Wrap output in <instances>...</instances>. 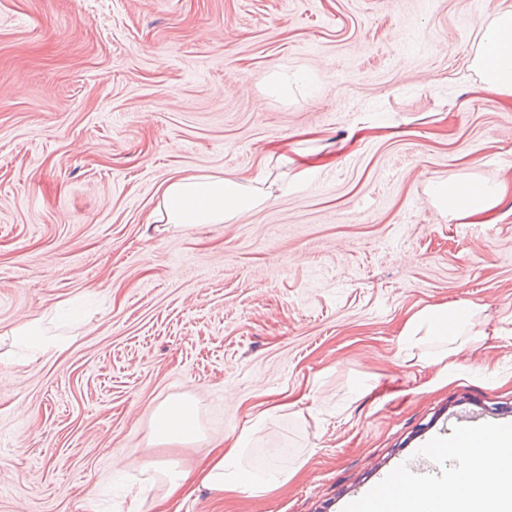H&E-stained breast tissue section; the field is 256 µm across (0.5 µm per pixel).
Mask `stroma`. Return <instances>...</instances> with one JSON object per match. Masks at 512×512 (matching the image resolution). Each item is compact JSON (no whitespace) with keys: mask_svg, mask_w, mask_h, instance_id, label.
Listing matches in <instances>:
<instances>
[{"mask_svg":"<svg viewBox=\"0 0 512 512\" xmlns=\"http://www.w3.org/2000/svg\"><path fill=\"white\" fill-rule=\"evenodd\" d=\"M508 6L0 0V331L69 341L0 373V512H127L141 461L193 469L149 441L171 395L208 441L249 429L244 471L292 474L181 512H349L461 417L512 423V190L474 224L428 189L512 177V98L472 65ZM282 147L315 171L263 164ZM262 166L234 223L147 220L169 179ZM445 302L485 305L487 338L408 363L403 320Z\"/></svg>","mask_w":512,"mask_h":512,"instance_id":"obj_1","label":"stroma"}]
</instances>
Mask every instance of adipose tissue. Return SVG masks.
<instances>
[{
	"label": "adipose tissue",
	"instance_id": "obj_1",
	"mask_svg": "<svg viewBox=\"0 0 512 512\" xmlns=\"http://www.w3.org/2000/svg\"><path fill=\"white\" fill-rule=\"evenodd\" d=\"M473 64L481 74V91L512 97V8L496 11L483 33ZM511 187L505 180L491 186L447 179L430 183L440 207L452 216L475 222L492 214ZM267 198L260 186L236 176L191 174L166 182L149 219L151 223L175 228L229 224L260 207ZM481 312L480 305L467 302L420 307L403 323L405 347L416 351L420 366L439 365L457 355L464 344L486 338V331L477 327ZM5 336L10 346L0 351V370L14 364L13 347H23L29 363L61 349L60 343L47 337L36 320L16 325ZM151 436L160 443L203 442L192 397L171 395L158 403L151 412ZM248 437L249 432L244 429L231 445H213L191 478L173 466L154 460L144 463V471L160 482L162 491L149 499L133 495L131 512H179L180 502L202 488L220 494L246 490L260 496L287 484V473L280 471L245 479L236 477ZM460 450L474 453V470L448 477L441 487L398 480L386 495L393 512H425L431 500L437 504L436 512H512V432H483L479 438L462 444Z\"/></svg>",
	"mask_w": 512,
	"mask_h": 512
}]
</instances>
